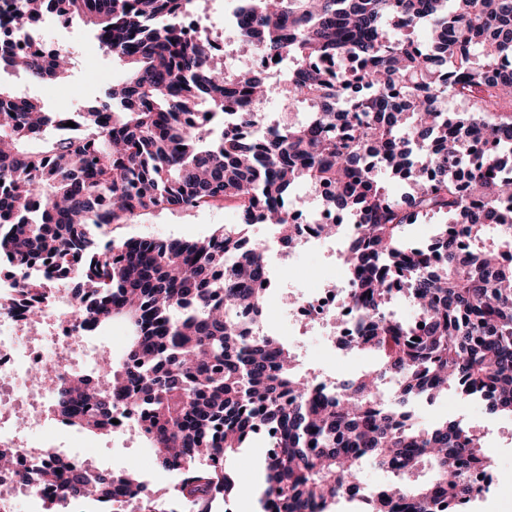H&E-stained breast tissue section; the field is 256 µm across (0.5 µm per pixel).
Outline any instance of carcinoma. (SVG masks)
Instances as JSON below:
<instances>
[{
	"instance_id": "cac0c4a2",
	"label": "carcinoma",
	"mask_w": 512,
	"mask_h": 512,
	"mask_svg": "<svg viewBox=\"0 0 512 512\" xmlns=\"http://www.w3.org/2000/svg\"><path fill=\"white\" fill-rule=\"evenodd\" d=\"M179 0H19L20 26L45 13L78 16L126 80L80 113L85 138L45 140L52 113L0 85V256L14 263L29 317L44 283L23 269L54 259L61 280L80 270L78 312L100 329L125 319V356L103 355L53 391L52 412L94 434L126 411L148 424L155 460L178 474L172 496L211 502L239 491L224 459L270 440L262 512H329L354 498L367 464L396 480L366 512H453L474 492L470 471L493 458L472 428L427 427L404 407L453 387L490 414L512 416V266L495 249H465L495 233L512 248V0H238L236 52L259 69L227 71L213 42L189 39ZM425 28L428 38L419 40ZM36 81L68 76L64 52L10 53ZM288 62V92L305 119L272 124L249 108L277 90L269 68ZM451 96L466 105L449 112ZM39 143L33 148L31 144ZM468 163L465 179L457 169ZM399 180L389 190L376 171ZM311 185L320 208L358 220L343 258L358 335L377 368L326 383L296 369L278 338L253 329L267 289V224L300 243L287 192ZM230 202L244 223L203 240L128 238L103 247L85 228L169 209ZM440 217L435 242L411 246L405 227ZM408 298L418 315L386 310ZM33 495L46 512L73 499L139 502L166 512L141 477L91 478L45 454Z\"/></svg>"
}]
</instances>
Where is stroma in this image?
Returning a JSON list of instances; mask_svg holds the SVG:
<instances>
[{
  "instance_id": "1",
  "label": "stroma",
  "mask_w": 512,
  "mask_h": 512,
  "mask_svg": "<svg viewBox=\"0 0 512 512\" xmlns=\"http://www.w3.org/2000/svg\"><path fill=\"white\" fill-rule=\"evenodd\" d=\"M41 27L49 31L56 44L67 46L71 57L68 78L61 81L54 97L45 100L50 108L58 109L73 102L82 108L89 106L99 99L104 89L125 79L127 65L100 48L93 28L81 18H73L64 28L54 27L52 20L47 18ZM242 221L241 211L234 204L226 203L164 210L136 217L126 224H104L95 229L93 236L103 243L130 237L194 240L209 236L217 226ZM250 235L269 241L268 255L279 265L280 286L268 296L262 331L283 339L296 352L299 369L304 373L328 374L344 380L375 368L379 363L375 353L330 349L328 336L331 326L308 324L292 328L288 325L284 315L287 288L298 282H314L321 267L331 259L327 248L303 244L291 248L282 246L273 242L270 231L263 224L251 227ZM410 409L417 421L424 425L455 420L486 432L488 445L495 449L493 479L487 497L473 502L471 512H512V441L502 435L503 428L512 425V420L489 414L483 404L453 389L430 401H413ZM74 442L81 453L94 456L100 467L107 471H140L143 458L152 454L147 442L136 440L127 443L117 433L91 435L78 431L74 434ZM268 447V438L258 435L247 447L228 456V472L237 484L251 488L252 493L245 497H229L221 512H261L257 492L265 484L264 459Z\"/></svg>"
}]
</instances>
